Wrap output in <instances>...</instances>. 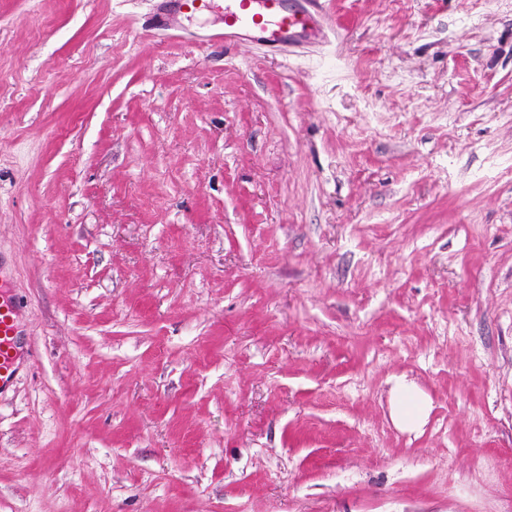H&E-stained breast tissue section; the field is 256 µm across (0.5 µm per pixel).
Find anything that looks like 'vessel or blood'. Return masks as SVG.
<instances>
[{"mask_svg": "<svg viewBox=\"0 0 512 512\" xmlns=\"http://www.w3.org/2000/svg\"><path fill=\"white\" fill-rule=\"evenodd\" d=\"M222 11L225 40L260 42L270 46L321 37L323 13L319 0L293 6L288 0H161L157 26L172 14L194 15ZM12 276L0 259V390L16 374L21 349L22 306L9 296Z\"/></svg>", "mask_w": 512, "mask_h": 512, "instance_id": "b4317fda", "label": "vessel or blood"}]
</instances>
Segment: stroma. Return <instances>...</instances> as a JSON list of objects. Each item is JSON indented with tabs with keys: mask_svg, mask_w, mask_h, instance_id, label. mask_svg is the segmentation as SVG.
<instances>
[{
	"mask_svg": "<svg viewBox=\"0 0 512 512\" xmlns=\"http://www.w3.org/2000/svg\"><path fill=\"white\" fill-rule=\"evenodd\" d=\"M158 4L0 0V512H512V0ZM157 27H164L170 14L194 15L223 9L224 41L260 42L269 46L323 36V13L319 0L292 6L289 0H160ZM10 268L0 258V391L9 386L16 374L21 349L20 318L22 306L5 294L12 288ZM396 394L394 408L396 421L406 428H415L423 419V409L418 404V395L403 382L397 384Z\"/></svg>",
	"mask_w": 512,
	"mask_h": 512,
	"instance_id": "obj_1",
	"label": "stroma"
}]
</instances>
